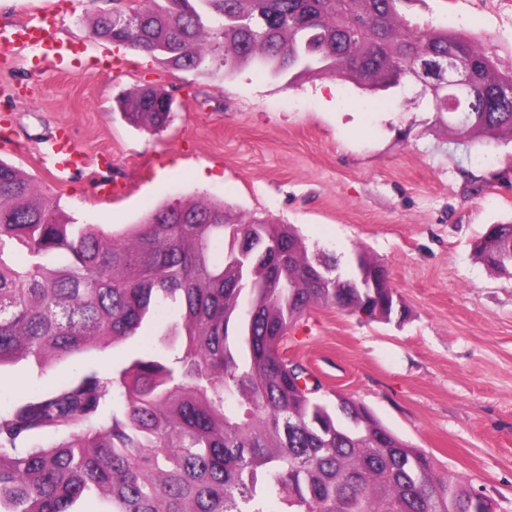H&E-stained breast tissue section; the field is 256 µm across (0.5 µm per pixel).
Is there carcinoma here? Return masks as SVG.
I'll return each instance as SVG.
<instances>
[{
  "label": "carcinoma",
  "instance_id": "obj_1",
  "mask_svg": "<svg viewBox=\"0 0 512 512\" xmlns=\"http://www.w3.org/2000/svg\"><path fill=\"white\" fill-rule=\"evenodd\" d=\"M402 0H131L93 18L95 39L180 70L228 76L332 77L377 93L420 63L459 54L478 97L512 89L466 35L411 25ZM170 100L153 86L117 101L129 123L163 130ZM435 124L463 142L512 141V109L448 111ZM256 239L264 256H242ZM494 275L512 278V224L474 246ZM357 272L309 254L291 224H269L211 200L149 212L121 233L76 224L20 169L0 160V366L75 358L163 325L162 353L136 352L90 368L0 412V512H495L461 476L385 428L362 404L320 385L281 343L314 305L389 321L403 306L365 254ZM45 436L57 440L33 443Z\"/></svg>",
  "mask_w": 512,
  "mask_h": 512
}]
</instances>
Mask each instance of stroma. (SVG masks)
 <instances>
[{
    "label": "stroma",
    "instance_id": "35a3bbf8",
    "mask_svg": "<svg viewBox=\"0 0 512 512\" xmlns=\"http://www.w3.org/2000/svg\"><path fill=\"white\" fill-rule=\"evenodd\" d=\"M112 0H0V28L43 13L72 45L51 70L21 45L0 47V159L49 191L78 224L123 231L186 199L297 227L312 252L349 272L357 252L382 265L406 309L401 322L312 306L282 349L323 395L365 405L391 432L512 512V280L473 245L512 224V143H456L435 128L420 86L367 92L326 78L294 83L246 68L176 70L89 35ZM402 15L485 45L512 67V0H410ZM156 86L173 99L159 132L130 125L125 92ZM67 133L89 158L57 182L46 140ZM114 187L94 194L97 179ZM127 346L39 369L0 367V411L89 368L121 363Z\"/></svg>",
    "mask_w": 512,
    "mask_h": 512
}]
</instances>
